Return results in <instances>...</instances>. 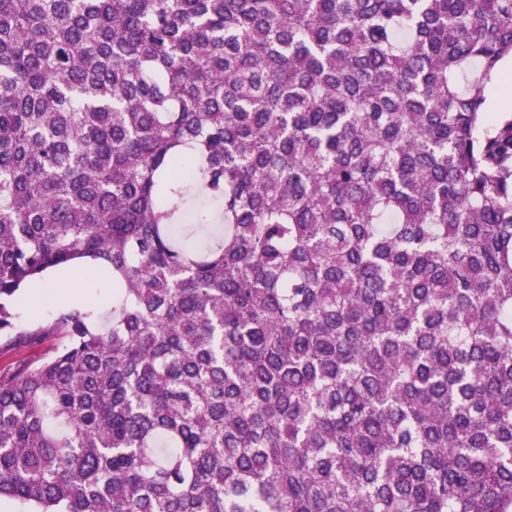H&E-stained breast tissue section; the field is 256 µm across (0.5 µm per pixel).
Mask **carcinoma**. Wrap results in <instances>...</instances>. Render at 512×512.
Wrapping results in <instances>:
<instances>
[{
  "label": "carcinoma",
  "instance_id": "obj_1",
  "mask_svg": "<svg viewBox=\"0 0 512 512\" xmlns=\"http://www.w3.org/2000/svg\"><path fill=\"white\" fill-rule=\"evenodd\" d=\"M509 56L512 0H0V337L64 341L0 500L512 512ZM82 261L111 310L16 330Z\"/></svg>",
  "mask_w": 512,
  "mask_h": 512
}]
</instances>
